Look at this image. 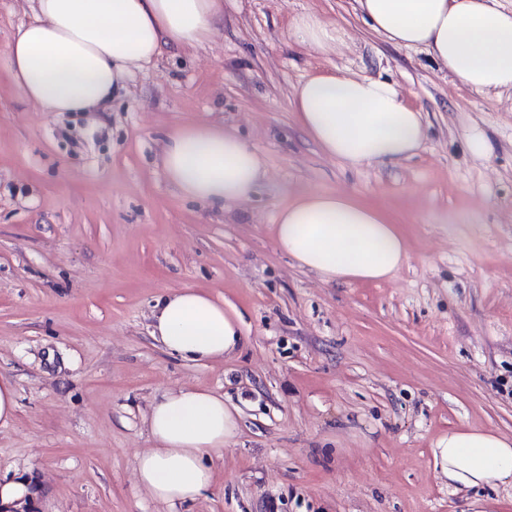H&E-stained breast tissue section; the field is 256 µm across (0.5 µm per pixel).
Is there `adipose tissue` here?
Segmentation results:
<instances>
[{"instance_id": "1", "label": "adipose tissue", "mask_w": 512, "mask_h": 512, "mask_svg": "<svg viewBox=\"0 0 512 512\" xmlns=\"http://www.w3.org/2000/svg\"><path fill=\"white\" fill-rule=\"evenodd\" d=\"M372 30L400 48L425 50L437 67L478 92L512 91V9L498 0H355ZM34 18L9 45L10 76L47 112H100L131 70L163 45L195 48L224 18V0H34ZM294 39L318 50L342 30L309 11L290 19ZM289 107L326 155L358 168L397 162L425 139L421 112L398 87L333 70L306 74ZM162 162L181 195L225 208L251 197L266 173L263 157L235 132L187 122L165 142ZM279 249L328 282H378L406 261L407 241L382 210L355 197L309 191L276 216ZM151 334L170 354L216 361L241 344L236 310L208 293L183 288L160 296ZM152 446L136 473L155 501H195L215 479L209 464L239 430L223 396L183 387L157 396L145 416ZM436 466L457 489L512 487V436L457 428L433 448Z\"/></svg>"}]
</instances>
